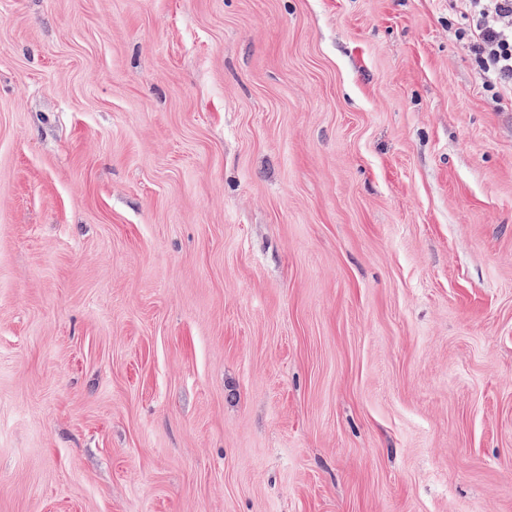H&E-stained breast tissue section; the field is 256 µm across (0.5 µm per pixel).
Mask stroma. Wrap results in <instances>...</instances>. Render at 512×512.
<instances>
[{
	"mask_svg": "<svg viewBox=\"0 0 512 512\" xmlns=\"http://www.w3.org/2000/svg\"><path fill=\"white\" fill-rule=\"evenodd\" d=\"M454 0H0V512H512V108Z\"/></svg>",
	"mask_w": 512,
	"mask_h": 512,
	"instance_id": "35a3bbf8",
	"label": "stroma"
}]
</instances>
